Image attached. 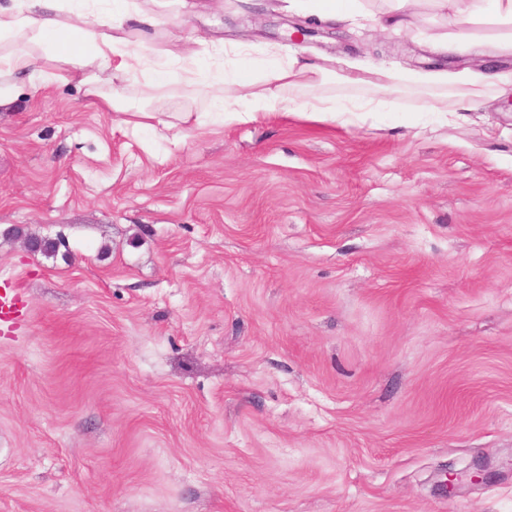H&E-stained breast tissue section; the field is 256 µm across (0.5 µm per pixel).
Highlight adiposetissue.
Listing matches in <instances>:
<instances>
[{"mask_svg":"<svg viewBox=\"0 0 512 512\" xmlns=\"http://www.w3.org/2000/svg\"><path fill=\"white\" fill-rule=\"evenodd\" d=\"M423 1L435 19L425 36L444 51H455L466 43L470 25L477 22L506 27V39L512 43V0H383L376 9L371 8V0H287L293 7L309 6L323 21L365 20L385 29L411 26L415 9ZM450 14L460 24L454 32L443 25ZM130 23L150 27L154 20L139 12L135 0H121L120 11L109 20L92 12L69 13L65 0H0V109L15 101L17 83L30 82L32 93L40 92V84L34 81L36 51L48 46L79 72L89 96L113 111H124L126 90L149 70L147 61L128 47L125 32ZM180 71L185 82L207 89L213 108L229 122L251 120L261 112L297 113L300 96L316 95L330 77L324 65L296 55L272 57L258 72L240 63L215 73L205 69L197 54L186 53ZM102 72L110 75L111 94H101L97 87ZM152 73L157 85L167 84V71Z\"/></svg>","mask_w":512,"mask_h":512,"instance_id":"adipose-tissue-1","label":"adipose tissue"}]
</instances>
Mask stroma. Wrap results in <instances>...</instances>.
<instances>
[{"instance_id":"obj_1","label":"stroma","mask_w":512,"mask_h":512,"mask_svg":"<svg viewBox=\"0 0 512 512\" xmlns=\"http://www.w3.org/2000/svg\"><path fill=\"white\" fill-rule=\"evenodd\" d=\"M123 123L65 64L0 111V512H512V46L336 25L284 0H137ZM311 35L290 40L291 23ZM299 54L315 122H227L179 58ZM373 109L359 112L360 101ZM65 236L53 257L13 228ZM488 481L440 487L483 460ZM367 75L352 72L337 74L339 79L348 84H371L383 93L391 92L395 87L394 74L385 69L367 71ZM0 292V324L6 329L15 327L19 317L20 302L10 289Z\"/></svg>"}]
</instances>
